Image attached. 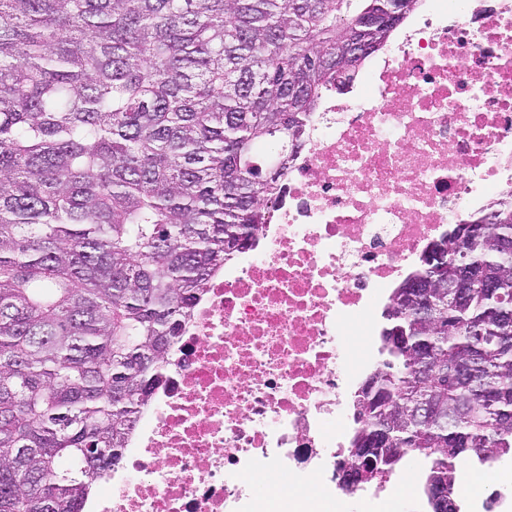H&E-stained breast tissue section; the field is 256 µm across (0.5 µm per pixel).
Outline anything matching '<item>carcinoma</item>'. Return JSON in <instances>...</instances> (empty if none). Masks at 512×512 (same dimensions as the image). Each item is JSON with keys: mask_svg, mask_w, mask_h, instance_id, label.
<instances>
[{"mask_svg": "<svg viewBox=\"0 0 512 512\" xmlns=\"http://www.w3.org/2000/svg\"><path fill=\"white\" fill-rule=\"evenodd\" d=\"M393 3L401 21L418 6L0 0V512H82L209 276L270 220L336 67L397 27ZM468 227L393 289L349 443L395 423L403 444L382 447L373 482L421 460L427 512L436 485L457 512L460 460L512 462V199Z\"/></svg>", "mask_w": 512, "mask_h": 512, "instance_id": "carcinoma-1", "label": "carcinoma"}]
</instances>
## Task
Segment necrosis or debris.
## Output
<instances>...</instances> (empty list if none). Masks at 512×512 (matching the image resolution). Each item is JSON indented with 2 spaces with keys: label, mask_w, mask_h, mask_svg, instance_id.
Returning a JSON list of instances; mask_svg holds the SVG:
<instances>
[{
  "label": "necrosis or debris",
  "mask_w": 512,
  "mask_h": 512,
  "mask_svg": "<svg viewBox=\"0 0 512 512\" xmlns=\"http://www.w3.org/2000/svg\"><path fill=\"white\" fill-rule=\"evenodd\" d=\"M512 191V0H420L328 94L273 222L213 273L82 512H347L327 473L374 371L376 312L433 244ZM416 473L367 495L416 512Z\"/></svg>",
  "instance_id": "1"
}]
</instances>
